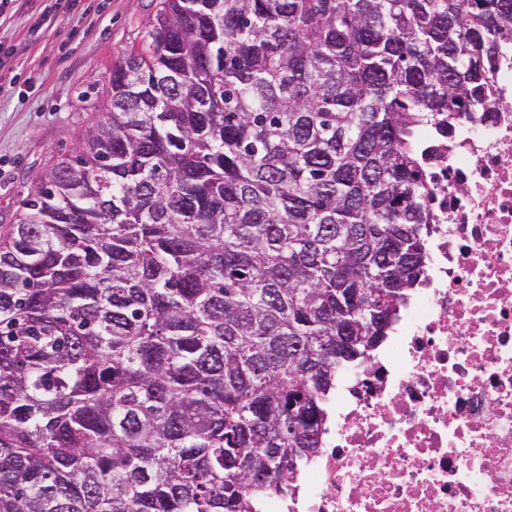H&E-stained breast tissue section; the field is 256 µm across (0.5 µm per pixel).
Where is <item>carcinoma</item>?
<instances>
[{
    "label": "carcinoma",
    "mask_w": 512,
    "mask_h": 512,
    "mask_svg": "<svg viewBox=\"0 0 512 512\" xmlns=\"http://www.w3.org/2000/svg\"><path fill=\"white\" fill-rule=\"evenodd\" d=\"M510 38L512 0H161L0 226V512L294 487L424 271L408 129L471 111ZM348 326L377 340L347 358Z\"/></svg>",
    "instance_id": "obj_1"
}]
</instances>
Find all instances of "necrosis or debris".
<instances>
[{
  "label": "necrosis or debris",
  "instance_id": "necrosis-or-debris-1",
  "mask_svg": "<svg viewBox=\"0 0 512 512\" xmlns=\"http://www.w3.org/2000/svg\"><path fill=\"white\" fill-rule=\"evenodd\" d=\"M410 146L432 216L422 283L339 375L295 493L257 512H512V39L481 103Z\"/></svg>",
  "mask_w": 512,
  "mask_h": 512
}]
</instances>
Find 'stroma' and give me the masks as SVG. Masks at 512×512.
<instances>
[{"label":"stroma","instance_id":"1","mask_svg":"<svg viewBox=\"0 0 512 512\" xmlns=\"http://www.w3.org/2000/svg\"><path fill=\"white\" fill-rule=\"evenodd\" d=\"M159 3L22 0L0 25V225L101 118L112 64L141 46Z\"/></svg>","mask_w":512,"mask_h":512}]
</instances>
